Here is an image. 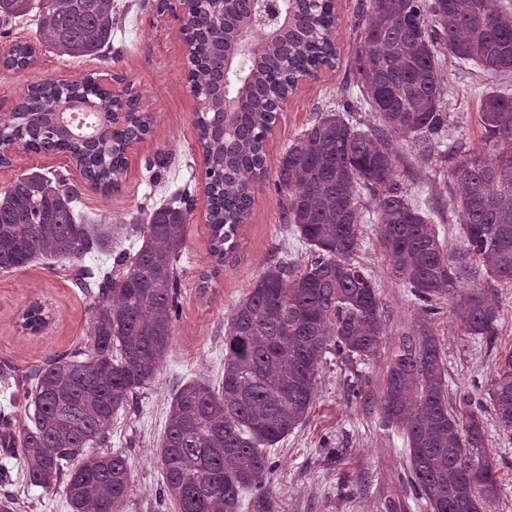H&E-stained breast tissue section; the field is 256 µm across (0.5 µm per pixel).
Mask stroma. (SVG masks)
Here are the masks:
<instances>
[{
	"label": "stroma",
	"mask_w": 512,
	"mask_h": 512,
	"mask_svg": "<svg viewBox=\"0 0 512 512\" xmlns=\"http://www.w3.org/2000/svg\"><path fill=\"white\" fill-rule=\"evenodd\" d=\"M367 0H336L339 25L335 32L337 65L307 80L288 101L267 143V177L255 195L251 215L237 232L235 257L201 286L199 275L211 267L210 230L202 217L207 199L200 180L201 149L197 142L196 102L186 83L184 41L173 23L150 24L153 0H113L119 12L112 31V49L81 60L59 58L40 51L33 64L18 71L0 69V113L12 111L27 88L44 81L94 75L102 88L115 81L132 85L141 109L153 113L151 134L136 143L128 155V169L118 189L108 193L81 186L80 178L63 154L19 152L12 165L0 167V185L21 175L40 172L64 174L78 187L83 212L105 224L137 223L148 200H160L188 187L194 211L187 229L181 266V316L156 380L143 389L135 411L118 413L109 429L111 448L123 451L131 467L132 490L124 512H159L163 483L157 463L171 398L176 388L193 379L214 384L224 378V327L236 303L248 293L264 268L281 256L303 261L305 248L279 221L276 171L291 142L313 117L335 102L339 88L355 80L358 47L357 18ZM449 88L448 139L460 141L480 154L494 149L482 139L477 103L496 81L474 68L447 60L442 72ZM401 156L400 180L415 191L447 201L448 182L433 164L418 158L402 136L392 138ZM175 162L162 170L156 186L144 182L146 160L160 152ZM360 260L372 271L387 312L383 348L399 345L411 335L418 306L408 288L389 274L387 260L374 226H362ZM502 310L500 334L493 344H478L458 330L450 313H442L434 328L440 339L452 400L478 396L494 375L505 353L512 351V287L496 288ZM40 304L47 319L41 332L22 327V314ZM90 300L76 288L60 262L38 259L28 267L0 272V367L12 369L24 381L34 369L54 356L85 345L90 328ZM351 374L331 362L323 371L318 396L307 420L277 444L271 457L273 512H387L391 500H407L408 458L399 433L385 430L377 405H366L347 394ZM487 446L499 464L501 497L491 512H512V437L499 430L491 409H484ZM9 492L14 512H69L62 492H44L15 479Z\"/></svg>",
	"instance_id": "1"
}]
</instances>
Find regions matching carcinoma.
<instances>
[{"mask_svg": "<svg viewBox=\"0 0 512 512\" xmlns=\"http://www.w3.org/2000/svg\"><path fill=\"white\" fill-rule=\"evenodd\" d=\"M356 55L359 95L345 89L309 123L283 154L275 180L281 221L306 249L295 263L268 265L233 308L224 328V380L179 386L170 402L159 462L161 509L240 512L243 495L264 510L271 493V449L311 414L329 357L353 370L349 394L365 396L360 366L380 354L385 309L379 286L359 260L364 216L361 192L374 204L376 235L392 275L419 300L417 328L392 351L377 397L381 418L406 445L413 503L419 512H487L501 495L497 464L487 448L482 402L465 395L448 402L447 368L433 318L447 300L459 330L492 342L501 308L475 282L512 285V88L483 95L480 126L493 144L487 159L458 142L443 150L448 99L441 72L448 58L486 76L512 74V0H370ZM253 0H224V14L195 45L193 81L215 86L225 78L218 42L224 31L251 27ZM36 18V43L3 50L6 70L23 69L36 47L79 59L112 47V0H0V38ZM329 6L299 0L278 42L251 33L242 78L228 96L238 115L224 124V99H203L199 142L209 153L201 180L209 200L210 254L222 266L254 198L244 186L266 177V135L278 101L295 90L296 76L333 65L335 28ZM66 96L107 107L92 81L69 88L41 82L14 109L0 132V162L17 142L65 151L103 183L122 170L125 137L91 150L46 122ZM373 123L361 128L356 113ZM412 139L426 159L439 157L448 204L431 202L399 181V157L389 134ZM79 191L59 174L32 172L0 193V271L37 258L72 261V283L91 300L88 343L57 356L12 389L0 369V487L13 483L14 457L26 461L25 483L46 492L63 488L70 512H123L131 490L127 457L110 449L107 427L135 405L159 374L180 311V259L190 221V193L146 211L134 225L133 252L107 251V235L76 213ZM450 210L463 247L454 254L436 225ZM109 252L111 266L86 258ZM485 400L504 434H512V351L501 358ZM24 402L25 424L16 429Z\"/></svg>", "mask_w": 512, "mask_h": 512, "instance_id": "1", "label": "carcinoma"}]
</instances>
